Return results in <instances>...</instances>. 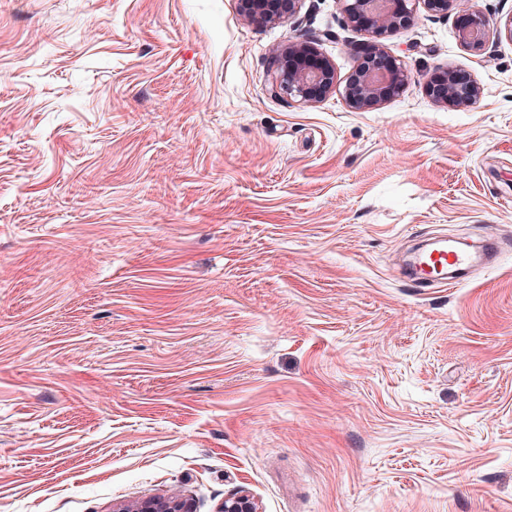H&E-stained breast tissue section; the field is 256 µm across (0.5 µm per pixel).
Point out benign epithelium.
<instances>
[{
  "mask_svg": "<svg viewBox=\"0 0 512 512\" xmlns=\"http://www.w3.org/2000/svg\"><path fill=\"white\" fill-rule=\"evenodd\" d=\"M266 0H240L249 17L260 23L275 22L282 16H270L265 12ZM347 23L355 28L381 36L410 27L418 18V11L432 15H446L454 0H391V7L380 12L373 7V0H341ZM494 32L512 41V16L505 22L493 21L479 11L469 14L468 24L458 31L462 45L473 53L483 50L489 33ZM305 49L295 43L288 44V51L275 59L271 69V89L290 99L309 102L336 91L333 65L322 61L318 67H308L298 60ZM385 55L384 49L371 42L364 52L358 68L346 81L343 96L349 107L365 109L383 102L388 94L399 95L407 85V73L403 64L389 58L388 69L370 63L375 56ZM442 83V90L435 98L445 104L462 106L480 94L474 81L464 87L455 85L452 71L445 69L435 74ZM135 512H194L193 504L183 499H148L141 502ZM219 512H257L254 502L244 494L224 498Z\"/></svg>",
  "mask_w": 512,
  "mask_h": 512,
  "instance_id": "1",
  "label": "benign epithelium"
}]
</instances>
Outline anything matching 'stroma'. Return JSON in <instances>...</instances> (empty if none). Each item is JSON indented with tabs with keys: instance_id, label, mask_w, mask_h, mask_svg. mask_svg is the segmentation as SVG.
I'll return each mask as SVG.
<instances>
[{
	"instance_id": "35a3bbf8",
	"label": "stroma",
	"mask_w": 512,
	"mask_h": 512,
	"mask_svg": "<svg viewBox=\"0 0 512 512\" xmlns=\"http://www.w3.org/2000/svg\"><path fill=\"white\" fill-rule=\"evenodd\" d=\"M474 10L512 0L381 36L407 89L355 111L340 0H0V512H512V41L462 46ZM291 42L336 93H272ZM302 0H288V12L283 13L279 16H270L265 12L263 7L266 0H240V3L244 9V11L249 15V17L256 22L260 23H268L278 21L288 15V18L292 16L297 8L298 4ZM453 71L448 69L439 71L431 79L429 84V92H432V85L434 78H439L442 83V90L439 94L432 93L435 98L445 104L453 106H462L470 103L480 94V87L477 83L471 80L464 87H458L452 80ZM473 253L441 241L426 251L415 254L409 261L407 271L414 282H436L448 279V269L453 272L471 266ZM132 512H194L193 504L183 499H148Z\"/></svg>"
}]
</instances>
